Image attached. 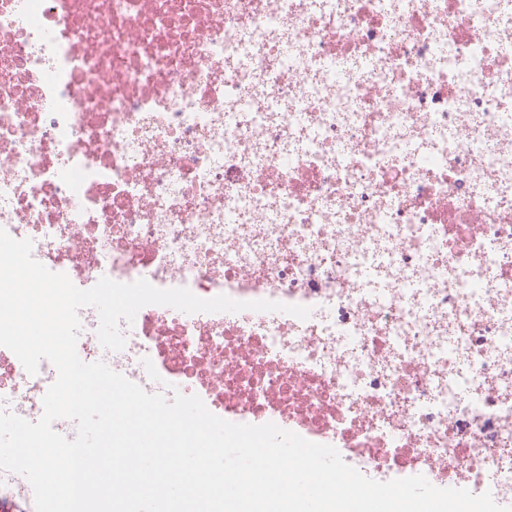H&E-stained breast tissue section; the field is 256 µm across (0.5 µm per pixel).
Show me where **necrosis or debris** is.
<instances>
[{"label": "necrosis or debris", "mask_w": 512, "mask_h": 512, "mask_svg": "<svg viewBox=\"0 0 512 512\" xmlns=\"http://www.w3.org/2000/svg\"><path fill=\"white\" fill-rule=\"evenodd\" d=\"M0 228L140 309L77 345L233 423L512 506V0H0ZM0 403L57 377L0 346Z\"/></svg>", "instance_id": "1"}]
</instances>
